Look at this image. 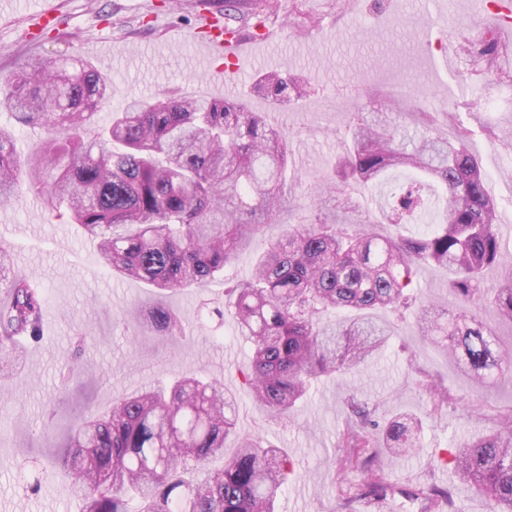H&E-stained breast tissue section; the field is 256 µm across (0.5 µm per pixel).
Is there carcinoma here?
<instances>
[{
    "instance_id": "1",
    "label": "carcinoma",
    "mask_w": 512,
    "mask_h": 512,
    "mask_svg": "<svg viewBox=\"0 0 512 512\" xmlns=\"http://www.w3.org/2000/svg\"><path fill=\"white\" fill-rule=\"evenodd\" d=\"M478 64L492 67L500 49L494 36L466 42ZM110 82L79 57L38 60L0 87V108L19 122L47 128L50 137L17 167L15 131L0 126V209L23 187L68 207L73 223L99 240L97 261L117 276L142 280L161 292L202 285L224 276L263 224L288 203V134L259 112L236 102L162 93L151 102L119 109L101 130L96 115ZM254 92L273 104L303 94L276 71ZM439 132L414 142L389 113L368 121L358 115L352 148L338 159L337 180L317 191L313 224L293 227L258 258L252 277L237 282L235 300L209 315L230 319L249 339L246 369L257 401L288 419L312 380L350 374L382 350L388 325L372 319L378 308L397 310L420 266L448 268L455 303L422 309V335L441 343L472 376L492 382L512 374V353L491 329L459 310L481 292L483 270L500 261L496 207L487 175L465 147ZM415 176L392 193L388 224L438 222L423 234L394 239L350 231L370 223L348 192L381 182L387 171ZM0 374L21 365L18 336L37 337L46 313L43 289L19 272L0 250ZM499 313L512 319V270L494 294ZM353 310L348 323L319 324L320 313ZM149 327L161 337L182 328L163 307L150 311ZM236 398L213 380L185 373L168 388L128 393L105 412L71 426L55 464L68 476L82 512H275L274 500L293 463L281 448L257 437L234 436ZM353 423L342 441L340 468L352 455L366 478L345 485L341 508L368 499L379 503L395 486L381 472L374 438L387 453L407 457L421 448L416 420L399 414L381 423L375 409L349 396ZM220 457L219 469L209 468ZM460 482L484 495L490 512H512V413L452 454ZM426 512H459L455 491L419 490Z\"/></svg>"
}]
</instances>
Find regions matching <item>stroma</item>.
Masks as SVG:
<instances>
[{"mask_svg":"<svg viewBox=\"0 0 512 512\" xmlns=\"http://www.w3.org/2000/svg\"><path fill=\"white\" fill-rule=\"evenodd\" d=\"M61 2L58 26L31 45L22 32L35 2L10 0V18L0 22V80L30 60L78 56L111 79L110 98L97 115L102 126L126 102L150 101L162 92L234 100L253 112L277 114L276 125L287 131L292 149L294 204L261 227L225 279L250 276L256 254L270 241L288 227L315 221L312 192L334 165L357 115L395 110L415 137L423 134L428 112L446 121L449 136L469 130L466 146L487 175L504 265H512V75L480 71L462 51L465 39L494 32L489 0H437L430 9L424 0H244L235 24L245 37H253L261 21L283 25L284 32L260 44L232 75L201 53L199 0ZM270 70L300 81L303 98L276 107L252 93ZM0 247L47 299L39 341L27 343L22 369L0 380V512H79L69 481L53 465L69 425L106 410L124 393L153 386L165 373L205 371L235 393L239 433L288 451L294 474L276 512H340L343 482L363 479L357 467L346 471L344 481L334 475L352 422L349 398L375 408L378 418L405 412L422 424L420 452L384 463L397 493L379 505L357 502L353 512H425L414 488L455 485L449 449L512 411V376L476 383L422 336L414 310H381L377 317L393 326L396 342L347 380L322 378L295 420L277 422L243 384L249 343L235 337L231 324L208 316L226 298L225 280L161 295L145 283L113 276L97 263L94 242L65 210L26 189L0 210ZM502 267L485 269L471 312L510 348L512 321L499 316L492 294ZM448 280L447 268L422 266L413 293L426 304L446 302ZM159 305L186 315L183 336L156 343L143 335L138 316ZM71 361L83 381L66 388L62 372ZM432 385L447 391V403H435ZM34 471L41 484L32 493L20 478Z\"/></svg>","mask_w":512,"mask_h":512,"instance_id":"stroma-1","label":"stroma"}]
</instances>
